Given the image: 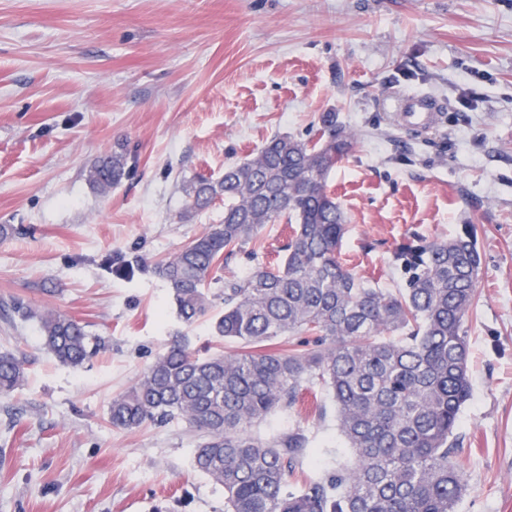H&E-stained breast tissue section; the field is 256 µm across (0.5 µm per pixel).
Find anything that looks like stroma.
<instances>
[{"mask_svg": "<svg viewBox=\"0 0 512 512\" xmlns=\"http://www.w3.org/2000/svg\"><path fill=\"white\" fill-rule=\"evenodd\" d=\"M418 90L443 102L441 125L407 133L383 102ZM326 112L359 133L329 178L359 278L401 287L400 245L476 234L458 512H512V0H0V351L27 358L0 396V512H224L192 468L195 430L117 429L109 407L175 338L239 351L211 330L221 307L185 324L154 266L224 217L220 199L186 213L191 181L274 134L316 139ZM120 143L136 173L92 188L88 167ZM287 233L265 225L225 278L282 258ZM49 310L101 339L83 368L45 350ZM299 425L312 473L351 463L322 390L261 430Z\"/></svg>", "mask_w": 512, "mask_h": 512, "instance_id": "35a3bbf8", "label": "stroma"}]
</instances>
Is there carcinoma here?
<instances>
[{"label":"carcinoma","mask_w":512,"mask_h":512,"mask_svg":"<svg viewBox=\"0 0 512 512\" xmlns=\"http://www.w3.org/2000/svg\"><path fill=\"white\" fill-rule=\"evenodd\" d=\"M309 143L276 134L214 182L186 190L187 210L224 197V219L158 262L180 318L193 324L215 300L216 335L242 350L200 356L173 341L127 391L109 421L133 430L181 421L200 432L193 469L224 489V512H457L465 491L457 421L470 397L465 318L478 298L481 255L469 228L448 240L419 239L395 253L405 285L361 280L340 257L344 212L328 188L357 132L321 116ZM122 147L87 170L90 185L119 186L135 168ZM293 225L285 254L226 279L224 259L266 224ZM47 350L83 367L97 340L65 314L40 317ZM24 358L0 353V394L25 380ZM319 386L336 404L351 465L325 476L304 468L310 437L297 426L261 438L253 428Z\"/></svg>","instance_id":"1"}]
</instances>
